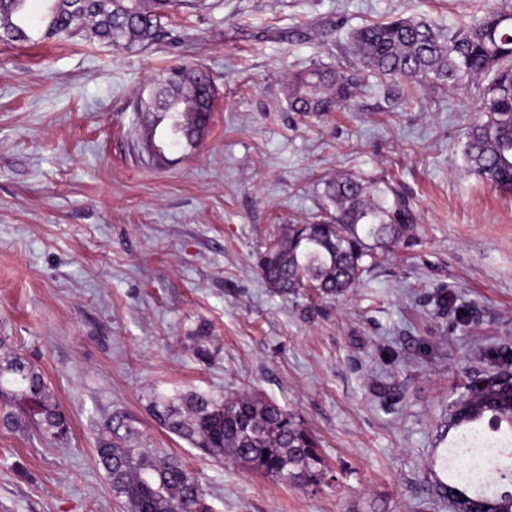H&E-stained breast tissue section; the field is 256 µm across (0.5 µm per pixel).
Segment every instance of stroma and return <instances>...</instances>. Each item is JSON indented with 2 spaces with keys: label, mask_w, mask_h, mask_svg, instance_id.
Masks as SVG:
<instances>
[{
  "label": "stroma",
  "mask_w": 512,
  "mask_h": 512,
  "mask_svg": "<svg viewBox=\"0 0 512 512\" xmlns=\"http://www.w3.org/2000/svg\"><path fill=\"white\" fill-rule=\"evenodd\" d=\"M497 3L203 0L145 49L0 41V359L34 363L70 425L66 443L43 442L5 420L0 394V512H125L94 443L116 412L181 458L211 512H449L448 404L478 368L473 345L512 357V193L468 175L463 156L478 86L424 84L410 101L382 80L305 120L288 76L358 73L348 34L363 25L422 16L445 30ZM175 66L211 73L213 114L196 148L148 163L136 93ZM336 176L412 198L419 241L346 295L280 296L258 256ZM175 391L287 409L315 435L328 486L169 435L149 401Z\"/></svg>",
  "instance_id": "1"
}]
</instances>
